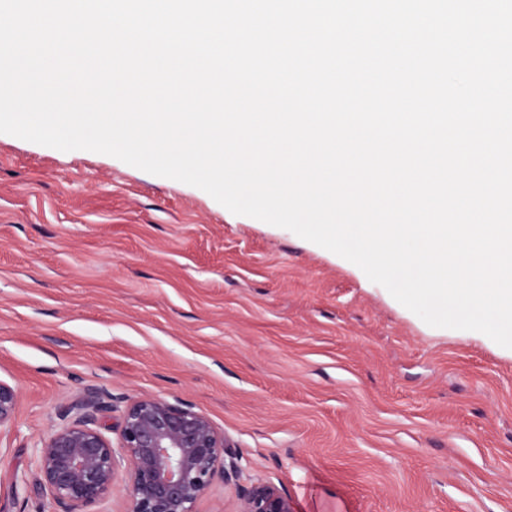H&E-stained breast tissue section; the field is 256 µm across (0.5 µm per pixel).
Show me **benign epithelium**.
I'll return each mask as SVG.
<instances>
[{
    "mask_svg": "<svg viewBox=\"0 0 512 512\" xmlns=\"http://www.w3.org/2000/svg\"><path fill=\"white\" fill-rule=\"evenodd\" d=\"M16 390L0 381V428L11 424ZM72 422L40 449L43 486L59 512H88L112 490L124 491L127 512H196L218 478L238 473L224 463V436L189 404L145 396L131 402L115 447L93 427L108 405L91 396L75 404ZM239 512H294L286 493L257 484L241 497Z\"/></svg>",
    "mask_w": 512,
    "mask_h": 512,
    "instance_id": "7a95c632",
    "label": "benign epithelium"
}]
</instances>
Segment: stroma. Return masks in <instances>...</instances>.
Returning a JSON list of instances; mask_svg holds the SVG:
<instances>
[{
    "mask_svg": "<svg viewBox=\"0 0 512 512\" xmlns=\"http://www.w3.org/2000/svg\"><path fill=\"white\" fill-rule=\"evenodd\" d=\"M0 512H54L39 451L97 391L191 404L295 512H512V350L205 191L0 133ZM16 403V390L0 380V430L11 424Z\"/></svg>",
    "mask_w": 512,
    "mask_h": 512,
    "instance_id": "1",
    "label": "stroma"
}]
</instances>
